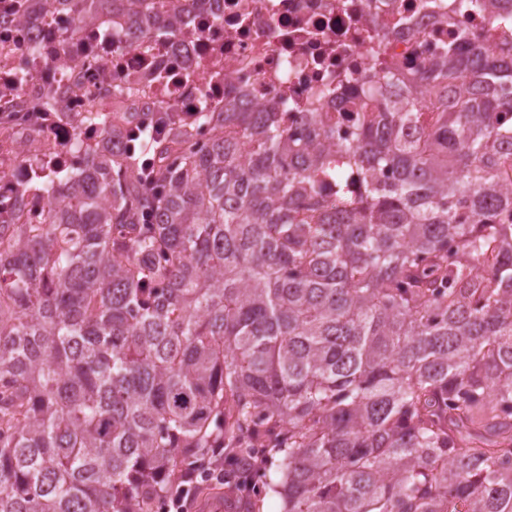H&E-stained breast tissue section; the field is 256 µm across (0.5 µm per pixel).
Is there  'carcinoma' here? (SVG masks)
<instances>
[{
  "label": "carcinoma",
  "instance_id": "carcinoma-1",
  "mask_svg": "<svg viewBox=\"0 0 512 512\" xmlns=\"http://www.w3.org/2000/svg\"><path fill=\"white\" fill-rule=\"evenodd\" d=\"M399 75L349 135L203 94L36 162L43 211L0 210V512H152L257 446L284 512H512V44ZM224 484V448H212L198 463L195 474H189L172 486L159 507L162 512H187L185 509L196 491L197 478Z\"/></svg>",
  "mask_w": 512,
  "mask_h": 512
}]
</instances>
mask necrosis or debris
<instances>
[{"mask_svg": "<svg viewBox=\"0 0 512 512\" xmlns=\"http://www.w3.org/2000/svg\"><path fill=\"white\" fill-rule=\"evenodd\" d=\"M177 7L180 29L156 37L153 19L124 16L73 25L66 0H0V101L21 113L0 124L6 179L0 201L37 212L41 198L22 187L32 175L22 155L72 166L76 141L97 146L91 112L112 111V84L137 96L118 105L138 112L161 106L193 122L199 93L245 102L263 112H326L349 131L356 84L342 74L371 71V51H386L410 74L438 58L449 43L488 51L512 41V30H491V13L460 10L458 0H155ZM76 26L67 50L61 28ZM138 32L132 50L113 38ZM336 96H326V89Z\"/></svg>", "mask_w": 512, "mask_h": 512, "instance_id": "obj_1", "label": "necrosis or debris"}]
</instances>
